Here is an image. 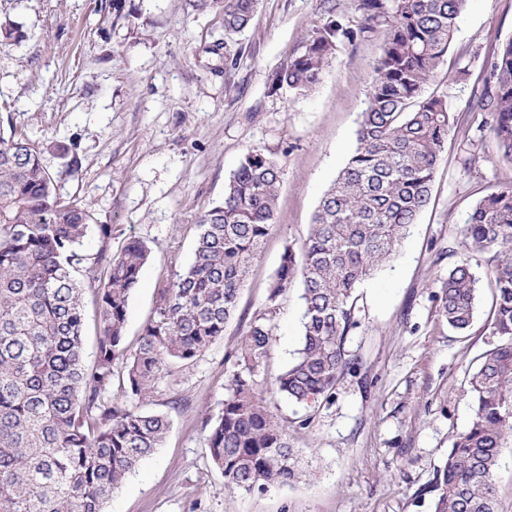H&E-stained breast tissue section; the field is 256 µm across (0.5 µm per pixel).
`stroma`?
Returning a JSON list of instances; mask_svg holds the SVG:
<instances>
[{
    "mask_svg": "<svg viewBox=\"0 0 512 512\" xmlns=\"http://www.w3.org/2000/svg\"><path fill=\"white\" fill-rule=\"evenodd\" d=\"M105 0H0V18L22 41L0 49V118L46 143L41 159L58 192L112 227L84 249L151 248L129 299L125 343L136 348L157 293L192 258L200 216L223 201L248 149L283 166L275 227L254 260L224 335L196 360L157 382L147 411L167 415L160 448L128 475L105 512H433L434 479L473 416L466 393L481 355L498 341L489 325L487 260L467 257L462 226L486 195L512 186V163L473 108L485 61L512 38V0H466L444 75L428 93L457 115L431 200L391 263L357 289L359 326L345 347L354 369L312 409L272 391L300 344V287L280 297L273 340L257 376L270 410L286 424L305 479L269 492L227 488L201 425L222 407L232 357L264 312L286 247L307 238L321 196L356 146L355 130L379 57L370 38L341 43L309 96L271 89L273 72L322 30L324 0H259L250 25L226 34L220 10L199 0H122L132 21L114 20ZM466 69V80L445 74ZM470 259L482 288L479 312L459 333L442 319L438 285ZM79 270L85 284L89 275ZM84 359L93 363L98 300L87 288Z\"/></svg>",
    "mask_w": 512,
    "mask_h": 512,
    "instance_id": "1",
    "label": "stroma"
}]
</instances>
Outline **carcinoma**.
Listing matches in <instances>:
<instances>
[{"label":"carcinoma","mask_w":512,"mask_h":512,"mask_svg":"<svg viewBox=\"0 0 512 512\" xmlns=\"http://www.w3.org/2000/svg\"><path fill=\"white\" fill-rule=\"evenodd\" d=\"M201 2L221 9L227 33L244 30L257 8V0ZM465 2L350 0L351 18L332 4L320 35L273 75V89L308 96L337 43L381 38L356 147L324 192L300 251L285 249L266 312L236 352L223 407L203 421L211 459L230 489L264 493L303 474L288 429L257 389L278 300L301 283V346L276 378V391L314 409L355 365L345 341L359 325L356 288L391 262L430 202L456 116L447 98L427 96L425 88L440 74ZM20 37L13 22L0 23L1 47ZM486 69L480 129L512 162V38ZM44 149L14 126L0 128V512H104L170 429L167 416L140 405L169 366L195 360L224 336L274 228L282 165L260 149L247 151L224 200L199 219L192 262L159 290L131 352L124 336L128 301L151 249L134 240L114 255L104 246L85 254L88 233L96 230L106 243L112 225L94 223L87 206L59 195L41 161ZM462 234L467 251L491 255L490 325L499 344L468 381L474 415L436 470L434 512H498L494 474L512 438V187L479 200ZM87 263L106 268L96 287L101 332L90 367L82 357L83 287L74 277ZM438 288L444 321L468 329L481 288L470 261L448 269ZM115 379L123 394L108 399Z\"/></svg>","instance_id":"1"}]
</instances>
